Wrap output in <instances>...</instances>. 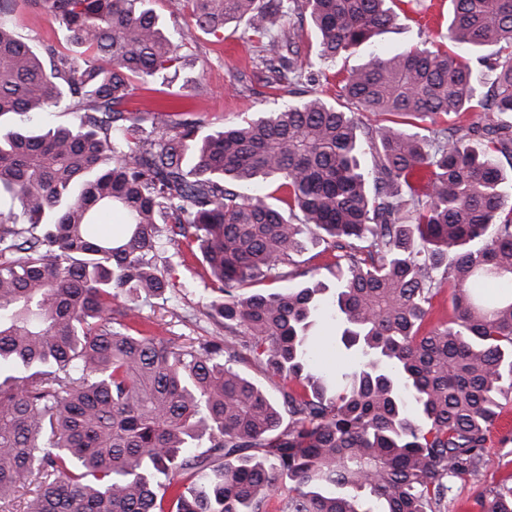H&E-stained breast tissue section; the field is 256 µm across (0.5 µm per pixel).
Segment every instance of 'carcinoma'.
<instances>
[{"mask_svg":"<svg viewBox=\"0 0 512 512\" xmlns=\"http://www.w3.org/2000/svg\"><path fill=\"white\" fill-rule=\"evenodd\" d=\"M390 0H178L213 35L245 20L268 83L303 76L285 20L309 15L318 55L356 53L397 14ZM437 49L372 53L341 97L374 115L430 120L425 133L311 96L205 137L186 111L155 135L129 112L136 78L177 67L185 35L152 0H0V117L63 107L68 126L0 133V512H443L450 480L479 467L512 394V0H451ZM36 7L68 51L12 28ZM484 121L463 123L475 107ZM372 165L362 164L365 154ZM430 169L403 213L399 185ZM270 181L282 206L258 193ZM119 213L121 232L104 217ZM202 256L217 327L204 342L156 335L140 302L174 287L156 258ZM332 252L336 287L247 293ZM452 290L453 316L428 325ZM332 318L355 358L345 386L311 365ZM254 361L279 398L240 372ZM288 416H283V413ZM512 512V485L481 501Z\"/></svg>","mask_w":512,"mask_h":512,"instance_id":"cac0c4a2","label":"carcinoma"}]
</instances>
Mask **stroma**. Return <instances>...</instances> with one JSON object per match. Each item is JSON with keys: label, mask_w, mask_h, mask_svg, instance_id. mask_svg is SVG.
<instances>
[{"label": "stroma", "mask_w": 512, "mask_h": 512, "mask_svg": "<svg viewBox=\"0 0 512 512\" xmlns=\"http://www.w3.org/2000/svg\"><path fill=\"white\" fill-rule=\"evenodd\" d=\"M153 7L170 32L186 33V59L174 78L134 82L130 108H145L160 97L187 95L202 120L200 132L207 135L288 101V94L269 86L245 23H228L223 33L214 36L197 28L189 12H173L168 0H154ZM393 8L400 21L372 39L373 49L392 53L413 46L447 47L450 0H395ZM14 30L33 45L65 42L63 31L37 9L19 11ZM297 33L302 57L312 64V78L304 82V90L332 105H342L340 81L346 69L363 63L364 54L327 64L317 57V34L310 23H302ZM168 261L174 288L167 304L142 307L145 322L162 336L211 339L218 329L209 316L213 295L204 266L197 261L181 262L174 254ZM505 411V418L490 433L478 471L454 478L444 512H483L482 497L512 480V395Z\"/></svg>", "instance_id": "obj_1"}]
</instances>
